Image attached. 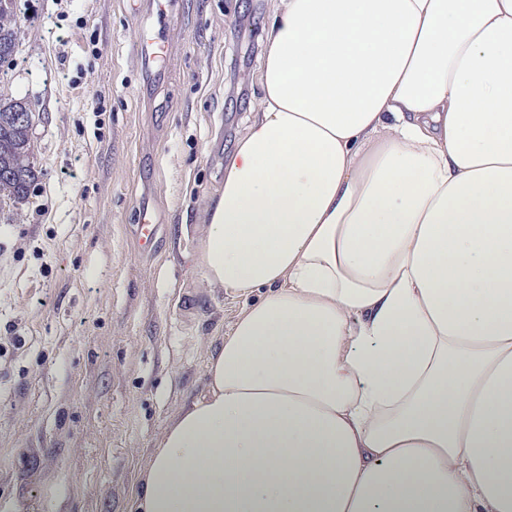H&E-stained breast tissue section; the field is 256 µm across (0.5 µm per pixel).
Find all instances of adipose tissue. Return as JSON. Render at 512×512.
I'll list each match as a JSON object with an SVG mask.
<instances>
[{
  "instance_id": "ef3b65f1",
  "label": "adipose tissue",
  "mask_w": 512,
  "mask_h": 512,
  "mask_svg": "<svg viewBox=\"0 0 512 512\" xmlns=\"http://www.w3.org/2000/svg\"><path fill=\"white\" fill-rule=\"evenodd\" d=\"M256 81L135 512H512V0H274Z\"/></svg>"
}]
</instances>
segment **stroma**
<instances>
[{
    "label": "stroma",
    "mask_w": 512,
    "mask_h": 512,
    "mask_svg": "<svg viewBox=\"0 0 512 512\" xmlns=\"http://www.w3.org/2000/svg\"><path fill=\"white\" fill-rule=\"evenodd\" d=\"M272 0H17L0 101L36 179L0 205V512H132L155 443L253 294L202 285L200 219L245 131ZM158 224L141 248L140 210Z\"/></svg>",
    "instance_id": "obj_1"
}]
</instances>
